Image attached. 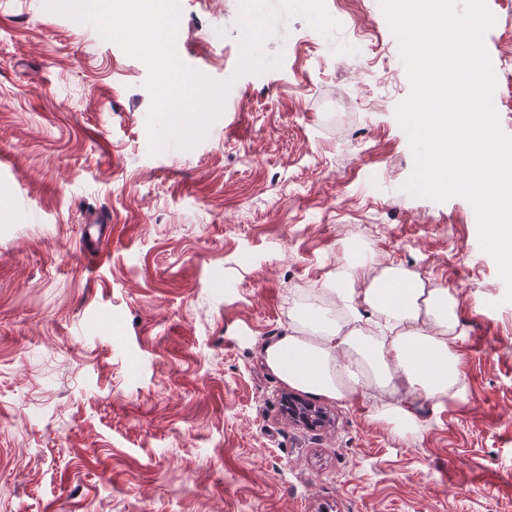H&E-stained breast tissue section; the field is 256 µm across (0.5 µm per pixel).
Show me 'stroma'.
<instances>
[{
  "mask_svg": "<svg viewBox=\"0 0 512 512\" xmlns=\"http://www.w3.org/2000/svg\"><path fill=\"white\" fill-rule=\"evenodd\" d=\"M0 0V512H512V301L408 191L379 0ZM483 43L512 137V0ZM459 300L464 401L399 440L263 347L350 260ZM327 414L322 410H316L315 406L304 399L291 395L288 402V419L296 424L307 427L323 426Z\"/></svg>",
  "mask_w": 512,
  "mask_h": 512,
  "instance_id": "35a3bbf8",
  "label": "stroma"
}]
</instances>
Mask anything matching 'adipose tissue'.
I'll return each instance as SVG.
<instances>
[{
  "label": "adipose tissue",
  "instance_id": "obj_1",
  "mask_svg": "<svg viewBox=\"0 0 512 512\" xmlns=\"http://www.w3.org/2000/svg\"><path fill=\"white\" fill-rule=\"evenodd\" d=\"M321 299L320 325L293 315L263 349L267 368L289 386L336 400L372 391L373 421L401 439L423 429L409 397L433 413L463 399V331L449 288L400 265L357 262L337 271Z\"/></svg>",
  "mask_w": 512,
  "mask_h": 512
}]
</instances>
